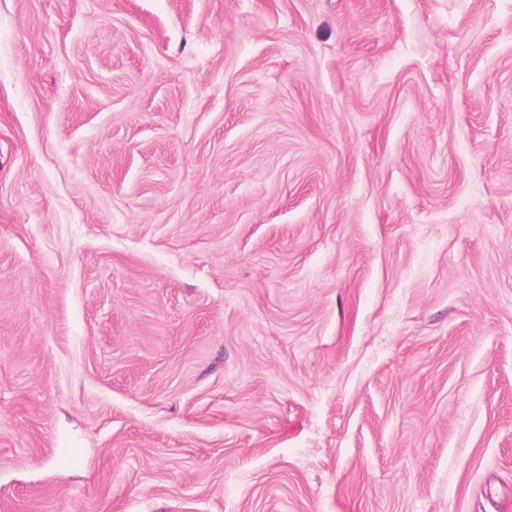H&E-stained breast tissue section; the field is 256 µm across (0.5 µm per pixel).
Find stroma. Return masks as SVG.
Masks as SVG:
<instances>
[{"label":"stroma","instance_id":"stroma-1","mask_svg":"<svg viewBox=\"0 0 512 512\" xmlns=\"http://www.w3.org/2000/svg\"><path fill=\"white\" fill-rule=\"evenodd\" d=\"M0 512H512V0H0Z\"/></svg>","mask_w":512,"mask_h":512}]
</instances>
